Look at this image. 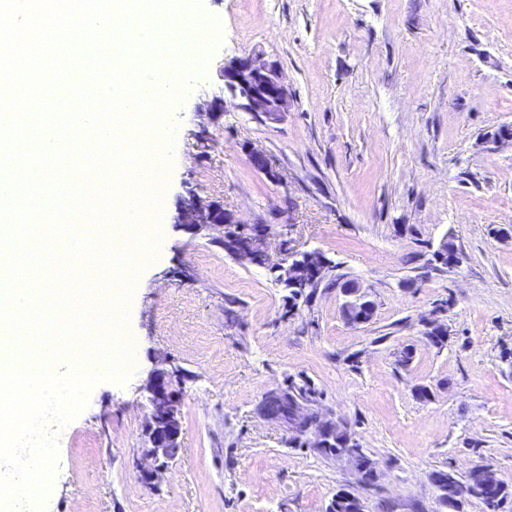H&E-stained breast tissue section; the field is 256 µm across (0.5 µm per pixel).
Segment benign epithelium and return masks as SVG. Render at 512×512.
Returning <instances> with one entry per match:
<instances>
[{
  "instance_id": "1",
  "label": "benign epithelium",
  "mask_w": 512,
  "mask_h": 512,
  "mask_svg": "<svg viewBox=\"0 0 512 512\" xmlns=\"http://www.w3.org/2000/svg\"><path fill=\"white\" fill-rule=\"evenodd\" d=\"M224 89L232 99L238 101L244 111L258 120H275L281 114L290 111L291 97L283 81L282 68L278 61L268 60L261 53H248L224 63L222 70ZM220 208L211 201L191 195L183 199L178 208L175 223L193 234H210L220 231L216 237L219 243L229 237V229L224 224ZM238 225L240 233L234 257L254 265L270 263L268 254V234L261 229L247 230V226ZM331 263L319 251L295 252L288 262L275 265L279 271V281L283 286L305 287L312 285ZM182 371L170 368H155L144 385L148 393L149 414L145 423V462L138 469L139 478L147 485L159 482L166 464L176 458L181 451V406L183 392L180 386ZM286 427L293 433L303 435L314 430L318 440L315 448L326 446L328 430L337 429V425L323 421L319 416L309 418V411L302 406H294Z\"/></svg>"
}]
</instances>
